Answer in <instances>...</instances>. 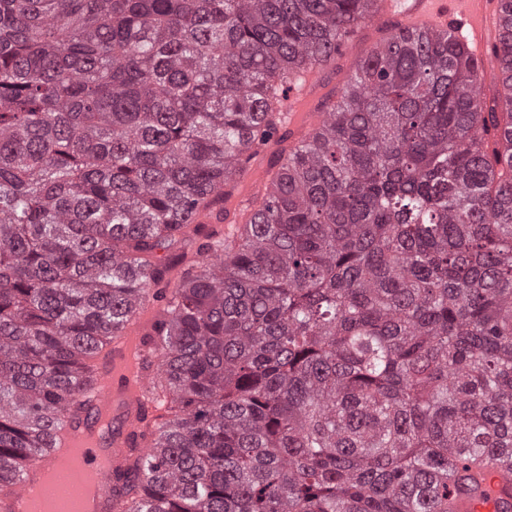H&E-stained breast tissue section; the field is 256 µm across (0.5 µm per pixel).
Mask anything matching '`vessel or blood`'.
<instances>
[{"label":"vessel or blood","instance_id":"obj_1","mask_svg":"<svg viewBox=\"0 0 512 512\" xmlns=\"http://www.w3.org/2000/svg\"><path fill=\"white\" fill-rule=\"evenodd\" d=\"M377 18L395 19L402 30L453 31L471 45V58L480 71L497 68L501 37L498 0H379ZM320 67L307 70L302 86H289L283 122L295 142L307 141L326 118L312 111L309 89L318 82ZM266 179L260 163H249L228 193L224 207L238 211ZM107 361L89 360L87 377L92 405L89 417L59 420L48 430L44 446L24 472L14 479L0 505L15 512L30 497V480L47 462L66 461L74 472L91 476L98 489L99 512H111V478L126 461L128 437L140 426L141 412L151 404L149 347L143 341L142 320L132 316L113 336ZM450 512H512V467L489 461L482 467L456 465L448 484Z\"/></svg>","mask_w":512,"mask_h":512}]
</instances>
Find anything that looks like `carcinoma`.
Returning <instances> with one entry per match:
<instances>
[{"instance_id":"carcinoma-1","label":"carcinoma","mask_w":512,"mask_h":512,"mask_svg":"<svg viewBox=\"0 0 512 512\" xmlns=\"http://www.w3.org/2000/svg\"><path fill=\"white\" fill-rule=\"evenodd\" d=\"M376 2L0 0L1 482L191 238L117 512H448L457 458H512V0L499 100L395 32L232 240L190 220ZM197 241L190 240L185 241L182 243L174 244L170 247L165 248V250L160 251V255H173L178 253H185L187 256L186 262L184 264H181L179 266H176L170 274L166 277L170 281V288L175 286L177 283L179 276L184 268L187 267L188 264H191V262L196 257V250H197Z\"/></svg>"}]
</instances>
